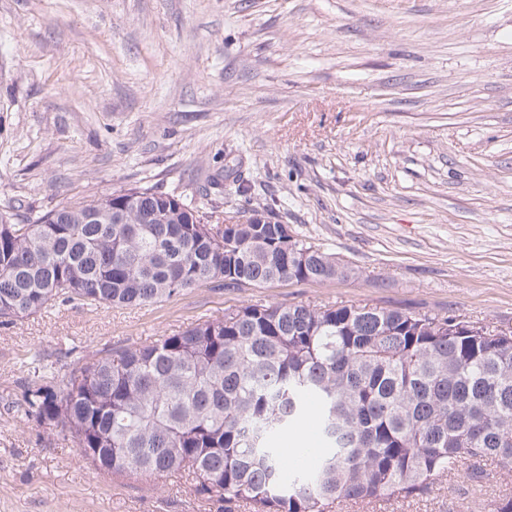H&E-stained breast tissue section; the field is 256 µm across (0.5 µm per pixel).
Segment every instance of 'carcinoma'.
Masks as SVG:
<instances>
[{
  "mask_svg": "<svg viewBox=\"0 0 512 512\" xmlns=\"http://www.w3.org/2000/svg\"><path fill=\"white\" fill-rule=\"evenodd\" d=\"M155 187L0 214V325L72 301L146 306L204 282H324L353 267L288 225L211 224ZM21 380L24 415L96 470L187 474L196 493L252 512H327L337 501L414 500L462 461L512 473V330L457 315L353 304L253 303L149 344L103 350L58 377ZM318 406L304 469L272 439Z\"/></svg>",
  "mask_w": 512,
  "mask_h": 512,
  "instance_id": "1",
  "label": "carcinoma"
}]
</instances>
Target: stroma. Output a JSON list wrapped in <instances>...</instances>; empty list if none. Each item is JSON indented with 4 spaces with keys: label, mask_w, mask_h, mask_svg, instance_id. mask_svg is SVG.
Segmentation results:
<instances>
[{
    "label": "stroma",
    "mask_w": 512,
    "mask_h": 512,
    "mask_svg": "<svg viewBox=\"0 0 512 512\" xmlns=\"http://www.w3.org/2000/svg\"><path fill=\"white\" fill-rule=\"evenodd\" d=\"M151 186L223 223L268 205L357 274L0 325V512L222 510L187 475L98 472L11 409L33 355L65 374L257 302L512 327V0H0V213ZM482 468L342 512H488L512 477Z\"/></svg>",
    "instance_id": "1"
}]
</instances>
